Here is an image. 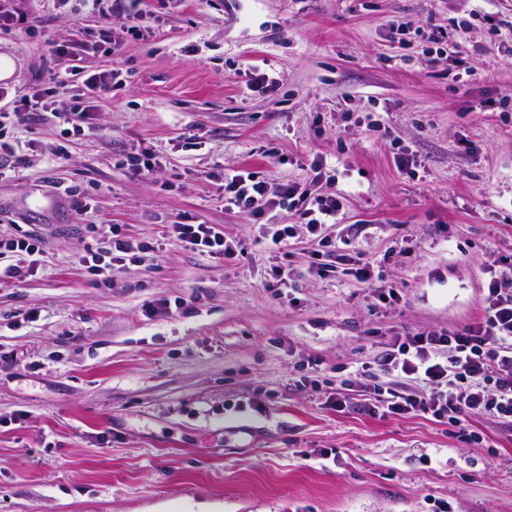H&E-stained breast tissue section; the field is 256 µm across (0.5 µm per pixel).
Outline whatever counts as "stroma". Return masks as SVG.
I'll return each instance as SVG.
<instances>
[{
    "label": "stroma",
    "instance_id": "1",
    "mask_svg": "<svg viewBox=\"0 0 512 512\" xmlns=\"http://www.w3.org/2000/svg\"><path fill=\"white\" fill-rule=\"evenodd\" d=\"M0 9L10 94L51 89L57 111L11 130L30 151L0 180V240L30 231L45 251L23 281L0 284V512H512V425L326 401L390 337L464 327L485 267L512 255V0ZM427 21L450 42L417 37ZM92 44L82 64L112 72V89L94 130L67 137L58 115L77 89L59 81ZM262 74L274 91L257 87ZM49 142L64 157L47 160ZM316 152L346 198L330 235L375 276L309 277L277 296L273 266L306 270L318 244L284 209L296 234L271 248L225 207L219 175L244 166L276 188L304 179ZM404 152L414 170L397 167ZM136 155L149 169H130ZM184 220L220 225L242 257L166 241ZM91 224L162 250L102 284L73 261ZM391 287L403 299L389 305ZM311 373L319 390L298 385Z\"/></svg>",
    "mask_w": 512,
    "mask_h": 512
}]
</instances>
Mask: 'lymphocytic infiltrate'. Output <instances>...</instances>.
I'll return each instance as SVG.
<instances>
[{
    "label": "lymphocytic infiltrate",
    "instance_id": "obj_1",
    "mask_svg": "<svg viewBox=\"0 0 512 512\" xmlns=\"http://www.w3.org/2000/svg\"><path fill=\"white\" fill-rule=\"evenodd\" d=\"M72 73L82 77L86 92L76 97L66 118L76 131L93 129L96 103L110 91L112 74H90L81 65L74 66ZM7 96V90L0 88V131L28 124L49 107L40 91L23 96L15 105L7 103ZM335 184V176L326 173L319 159L312 160L304 182L284 183L274 192L257 172L232 169L224 174V205L255 216L274 247L293 239L299 225L324 242L328 227L338 223L344 209ZM282 208L295 211L297 224L279 223L277 212ZM89 230L97 234L99 245L76 252L74 261L104 277L106 283L116 284L125 255L151 251L149 245L126 240L119 225L93 224ZM167 236L199 256L228 264L242 252L240 243L225 239L216 224L178 221L169 225ZM485 272V292L471 323L452 332L428 330L391 337L372 360L353 372L349 386L362 397L366 411L382 417L428 415L452 426L464 425L473 417L512 423V258L494 260ZM306 275H344L367 284L373 279V267L349 248L334 244L307 272L275 266L268 286L275 291L295 288ZM380 371L408 379L410 389L383 386L376 380Z\"/></svg>",
    "mask_w": 512,
    "mask_h": 512
}]
</instances>
